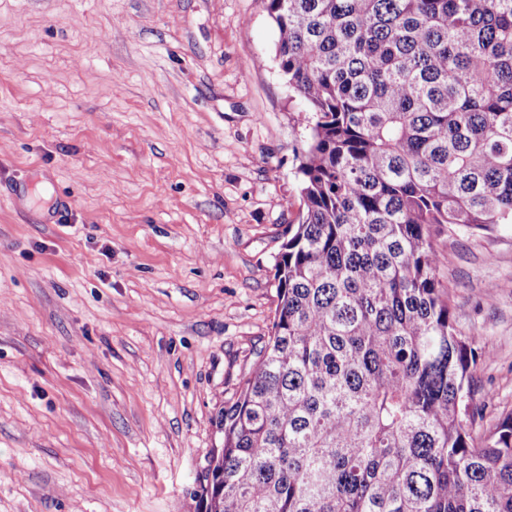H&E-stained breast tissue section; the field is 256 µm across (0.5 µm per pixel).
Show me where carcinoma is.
I'll list each match as a JSON object with an SVG mask.
<instances>
[{
    "label": "carcinoma",
    "instance_id": "carcinoma-1",
    "mask_svg": "<svg viewBox=\"0 0 512 512\" xmlns=\"http://www.w3.org/2000/svg\"><path fill=\"white\" fill-rule=\"evenodd\" d=\"M265 2L303 210L202 512H512V411L475 434L484 352L433 243L512 224V0Z\"/></svg>",
    "mask_w": 512,
    "mask_h": 512
}]
</instances>
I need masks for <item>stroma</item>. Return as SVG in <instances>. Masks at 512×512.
Segmentation results:
<instances>
[{
  "instance_id": "35a3bbf8",
  "label": "stroma",
  "mask_w": 512,
  "mask_h": 512,
  "mask_svg": "<svg viewBox=\"0 0 512 512\" xmlns=\"http://www.w3.org/2000/svg\"><path fill=\"white\" fill-rule=\"evenodd\" d=\"M264 0H0V512H201L269 334L302 101ZM512 410V224L434 238Z\"/></svg>"
}]
</instances>
